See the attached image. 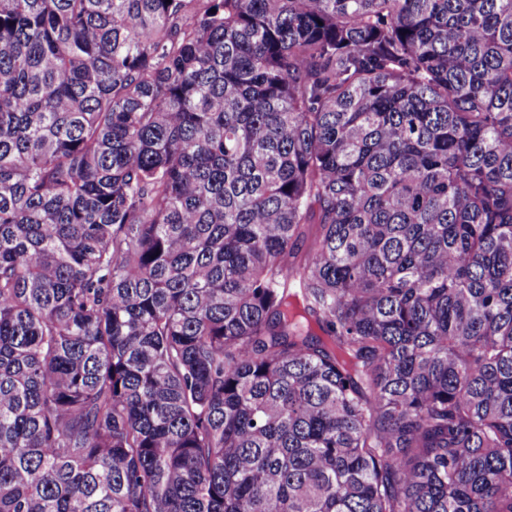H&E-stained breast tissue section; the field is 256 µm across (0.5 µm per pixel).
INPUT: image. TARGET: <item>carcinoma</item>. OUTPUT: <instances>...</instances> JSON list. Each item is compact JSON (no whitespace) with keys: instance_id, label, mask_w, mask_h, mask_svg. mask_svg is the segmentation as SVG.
<instances>
[{"instance_id":"1","label":"carcinoma","mask_w":512,"mask_h":512,"mask_svg":"<svg viewBox=\"0 0 512 512\" xmlns=\"http://www.w3.org/2000/svg\"><path fill=\"white\" fill-rule=\"evenodd\" d=\"M0 512H512V0H0Z\"/></svg>"}]
</instances>
